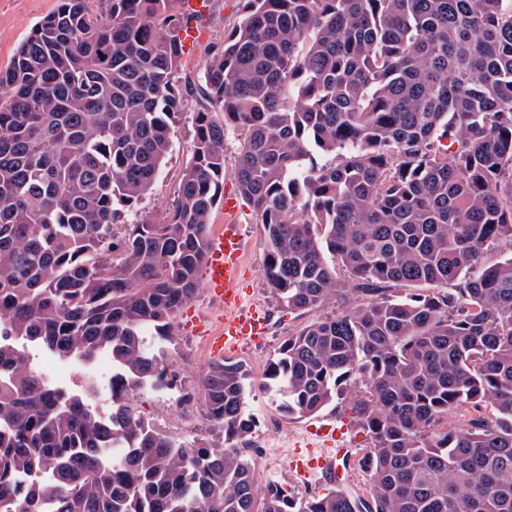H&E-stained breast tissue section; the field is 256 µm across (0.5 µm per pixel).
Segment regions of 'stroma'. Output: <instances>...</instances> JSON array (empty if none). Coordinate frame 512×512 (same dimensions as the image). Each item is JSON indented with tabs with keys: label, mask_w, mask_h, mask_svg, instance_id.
I'll return each mask as SVG.
<instances>
[{
	"label": "stroma",
	"mask_w": 512,
	"mask_h": 512,
	"mask_svg": "<svg viewBox=\"0 0 512 512\" xmlns=\"http://www.w3.org/2000/svg\"><path fill=\"white\" fill-rule=\"evenodd\" d=\"M59 0H0V71L8 69L14 55L31 28L43 17L56 10ZM195 102H186L184 109L172 121L173 151L152 190L140 202L139 208L147 215L167 208L177 188L181 170L191 157ZM240 219L248 244L245 286L248 299L263 307L270 319V331L260 345H247L233 353V360L245 363L251 373L252 392L249 409L256 426L253 438L269 442L270 453L253 455L256 472L261 481H273L298 496L324 494L344 488L359 497H368L369 478L356 464L368 446L365 434L354 425L347 407H339L332 416L338 424L348 427V446L353 460L341 466L338 475L317 476L302 480L288 466V455L309 421L286 416L277 406L273 392L266 388L267 360L279 345L293 332L316 317L336 315L338 307L329 304L303 315L288 313L270 294L264 278V246L250 206H243ZM176 344L170 355L180 373L176 390L143 391L138 406L146 417L165 430L187 440L204 435L207 427L203 399L199 394V374L210 361V352L202 333L188 324L185 314L175 319Z\"/></svg>",
	"instance_id": "1"
}]
</instances>
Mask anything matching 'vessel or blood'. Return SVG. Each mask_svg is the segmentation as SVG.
<instances>
[{
  "instance_id": "vessel-or-blood-1",
  "label": "vessel or blood",
  "mask_w": 512,
  "mask_h": 512,
  "mask_svg": "<svg viewBox=\"0 0 512 512\" xmlns=\"http://www.w3.org/2000/svg\"><path fill=\"white\" fill-rule=\"evenodd\" d=\"M247 243L239 221L238 201L224 198V223L208 238L203 267V288L207 296L224 310L218 331L208 338L212 358L236 351L240 345L265 338L267 319L264 312L245 304L241 274ZM306 451H294L289 467L302 479H310L319 471L333 468L344 451L343 431L334 423L307 429Z\"/></svg>"
}]
</instances>
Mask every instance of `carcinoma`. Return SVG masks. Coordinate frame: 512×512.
Returning a JSON list of instances; mask_svg holds the SVG:
<instances>
[{
	"label": "carcinoma",
	"instance_id": "1",
	"mask_svg": "<svg viewBox=\"0 0 512 512\" xmlns=\"http://www.w3.org/2000/svg\"><path fill=\"white\" fill-rule=\"evenodd\" d=\"M178 2L60 0L0 72V512H512V255L482 262L512 243V0H240L196 84ZM191 98V157L146 217ZM232 129L271 293L299 315L343 304L283 342L268 387L290 417L347 403L367 503L259 485L240 361L199 377L207 438L135 406L179 382L167 347ZM32 349L110 353L117 431L99 384L54 388Z\"/></svg>",
	"mask_w": 512,
	"mask_h": 512
}]
</instances>
